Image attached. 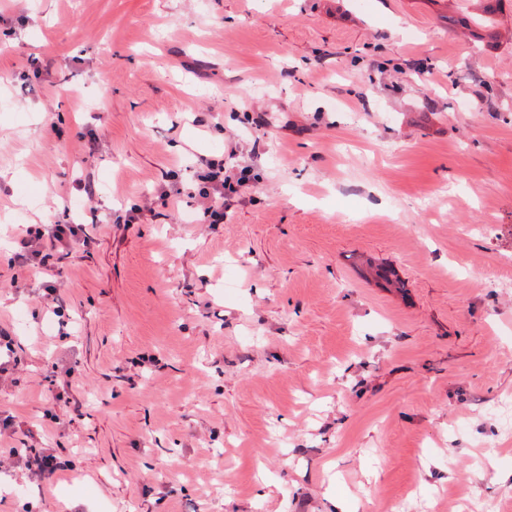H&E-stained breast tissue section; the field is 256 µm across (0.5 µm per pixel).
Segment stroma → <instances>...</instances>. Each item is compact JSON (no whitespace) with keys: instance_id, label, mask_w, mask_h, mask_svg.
<instances>
[{"instance_id":"35a3bbf8","label":"stroma","mask_w":512,"mask_h":512,"mask_svg":"<svg viewBox=\"0 0 512 512\" xmlns=\"http://www.w3.org/2000/svg\"><path fill=\"white\" fill-rule=\"evenodd\" d=\"M483 6L0 14V512H512V0L476 42ZM203 157L249 171L220 224ZM57 221L86 244L14 265Z\"/></svg>"}]
</instances>
